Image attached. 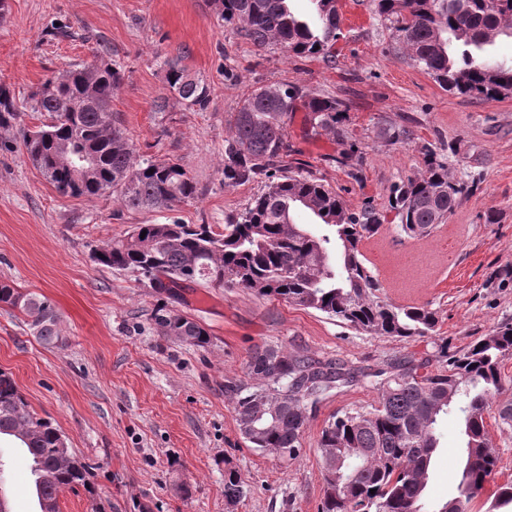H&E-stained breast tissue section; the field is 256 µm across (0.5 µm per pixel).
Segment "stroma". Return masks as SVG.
<instances>
[{"label": "stroma", "mask_w": 512, "mask_h": 512, "mask_svg": "<svg viewBox=\"0 0 512 512\" xmlns=\"http://www.w3.org/2000/svg\"><path fill=\"white\" fill-rule=\"evenodd\" d=\"M0 22V80L17 117L0 127V280L45 296L62 342L38 341L19 312L0 306V370L11 373L38 417L95 464V496L65 491L60 512H318L323 477L318 440L332 416L374 406L367 383L332 393L307 412L302 447L288 458L249 447L224 381L244 378L252 349L272 345L372 373L408 359L437 363L440 346L458 351L512 323V96L480 100L448 93L393 38L373 0H339L336 61L286 57L254 47L224 27L211 0H8ZM102 58L125 72L112 110L142 154L179 160L199 195L176 211L187 224L223 231L258 187H228L224 139L240 101L262 85L296 84L349 105V141L360 165L339 161L342 147L314 134L304 112L288 123L290 170L312 176L353 211L386 216L360 250L396 306L425 305L439 322L432 335L376 336L308 308L243 288H177L160 294L131 273L93 261L94 252L162 213L123 207L112 195L59 194L28 161L23 129L43 122L25 100L45 78ZM180 59L211 88L205 111L185 109L161 64ZM164 111H157V104ZM410 126L408 143L387 131ZM448 162L472 190L430 234L408 236L388 218L394 185L424 169L423 148ZM204 325L211 343L190 347L157 332L158 304ZM440 446L427 487L442 503L457 493L462 422L439 423ZM0 488L13 512H35L31 461L0 452ZM235 468L244 494L224 498V470Z\"/></svg>", "instance_id": "1"}]
</instances>
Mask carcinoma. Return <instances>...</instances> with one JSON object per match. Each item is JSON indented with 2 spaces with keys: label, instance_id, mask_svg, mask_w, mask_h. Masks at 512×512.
<instances>
[{
  "label": "carcinoma",
  "instance_id": "carcinoma-1",
  "mask_svg": "<svg viewBox=\"0 0 512 512\" xmlns=\"http://www.w3.org/2000/svg\"><path fill=\"white\" fill-rule=\"evenodd\" d=\"M291 2L213 0V6L225 25L259 48L335 63L341 35L336 0H309L318 25L296 14ZM375 7L395 23L397 38L413 60L449 92L483 100L512 94V65L487 55L496 39L512 38V0H375ZM163 66L170 90L184 107L206 110L210 86L190 76L178 59ZM123 77L120 68L101 59L46 78L30 99L32 111L47 114L49 122L23 134L27 158L63 194L109 192L130 209L173 211L197 198V185L180 163L140 154L117 125L112 93ZM300 106L308 112L312 132L345 144V101L313 96L296 85L259 86L241 101L224 139V185H261L248 207L227 216L222 233L175 218L139 224L101 248L97 263L148 284L166 279L173 288H244L378 336H428L437 324L436 312L380 300L377 282L360 258V242L377 232L385 215L370 206L352 212L320 180L280 174L288 156V116ZM16 115L11 91L0 82V127ZM424 162V173L397 186L390 201L394 219L409 236L430 233L469 189L448 178V165L429 147ZM297 207L310 212L321 231L294 223L291 211ZM0 304L22 314L44 344L59 343L58 316L46 298L0 281ZM152 321L161 335L185 345L204 348L210 343L204 327L163 304L153 311ZM509 357L512 325L504 324L461 352L442 347L434 370L405 360L378 372L377 405L336 415L321 431L319 512H473L482 497L486 512H512L511 482L486 493L500 459L486 414L497 410V424L512 429V399L499 400L501 364ZM246 370L248 379L224 381V396L233 404L240 433H248L245 442L282 457L300 451L307 408L332 389L358 381L341 362L271 346L253 349ZM452 410L464 425L459 493L431 511L426 490L438 448L436 429ZM4 431L24 439L40 512H59L58 491L81 486L93 493L92 465L72 449L60 448L64 434L38 417L13 378L0 371ZM242 494L236 472L225 469L224 498L233 503Z\"/></svg>",
  "mask_w": 512,
  "mask_h": 512
}]
</instances>
